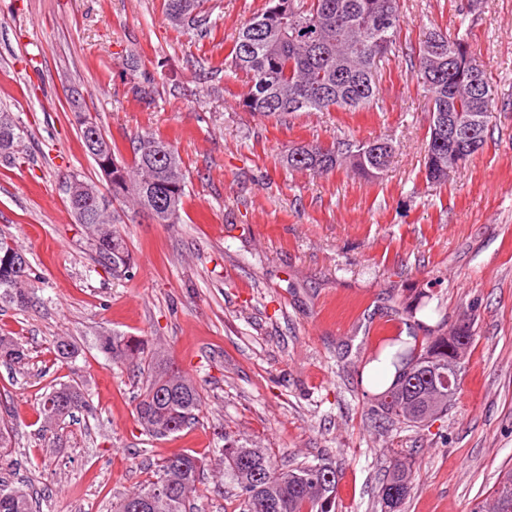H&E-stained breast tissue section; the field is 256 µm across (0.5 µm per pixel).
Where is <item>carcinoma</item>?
<instances>
[{"label":"carcinoma","mask_w":512,"mask_h":512,"mask_svg":"<svg viewBox=\"0 0 512 512\" xmlns=\"http://www.w3.org/2000/svg\"><path fill=\"white\" fill-rule=\"evenodd\" d=\"M480 0H459V25L446 40L427 48L421 40L410 47L411 70L434 111L452 112L465 129H474L477 144L467 149L463 160L481 151L487 139V118L496 107V96L484 66H472L458 50V40L469 36L472 16ZM166 14L175 27L201 33L209 20L199 10V0H166ZM402 15L399 0H268L267 7L244 22L234 38L225 68L242 73L249 83L242 108L264 118L281 120L296 112L356 111L379 104L378 64L397 50ZM444 59L430 68L429 55ZM477 74L480 86L489 90L484 99L475 97L469 79ZM24 139L13 113L0 109V158L13 161ZM105 154L112 155V192L99 195L112 214L96 211L82 195H75L68 183L71 213L83 209V223L91 233L97 260L126 274L134 262L127 242L115 227L118 209L130 204L148 215L158 203L170 204L165 223L181 221L183 197L188 183L180 156L166 139L150 132L130 138L132 160L120 157L115 141L100 136ZM375 141L353 143L334 141L329 145H293L283 154L291 170L325 176L347 166L359 176L380 178L388 167L392 151L375 163ZM448 154V139L438 140L429 131L425 147V179L445 184L440 170ZM0 232V307L26 308L31 302L32 268L25 255L11 254ZM99 349L115 361L141 370L145 342L133 337L103 336ZM386 356L396 370V380L378 394L374 405L391 423L417 426L448 411V337L435 336L416 349L397 336L388 344ZM151 358L160 368L151 375L135 406L137 421L151 438L170 437L195 420L203 397L196 384L175 370L157 352ZM26 354L12 337L0 336V363L19 365ZM89 407L78 384L59 383L46 393L41 414L45 431L52 432L66 418ZM201 465L185 452L174 453L157 465L153 479L127 494L115 505V512H136L143 496L160 490L150 512H193L190 498L196 490ZM412 462L398 461L384 476L379 494L388 512L397 509L410 491ZM224 475L238 490L240 512H334L336 470L327 464L280 467L263 448H252L224 436ZM0 512H34L33 497L22 486L0 478ZM473 512H512V470L504 473L489 504H479Z\"/></svg>","instance_id":"1"}]
</instances>
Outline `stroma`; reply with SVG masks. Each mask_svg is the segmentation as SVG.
I'll use <instances>...</instances> for the list:
<instances>
[{
    "mask_svg": "<svg viewBox=\"0 0 512 512\" xmlns=\"http://www.w3.org/2000/svg\"><path fill=\"white\" fill-rule=\"evenodd\" d=\"M265 6L207 0L202 37L173 28L165 0H0V108L28 131L20 158L0 161V231L35 276L31 307L0 309V336L28 352L20 369L0 366L13 412L0 475L26 481L41 512H113L177 452L202 462L194 512H239L228 435L280 463L329 464L336 512H381L399 453L413 464L399 512H472L512 468V0H482L470 36L497 89L491 136L442 186L424 177L431 105L406 53L428 29H455L454 0H401L378 107L284 123L244 111L246 78L224 72L239 26ZM72 89L123 156L151 131L189 173L180 223L122 212L128 276L99 264L68 207L71 176L102 181ZM337 138L393 140L388 170L367 181L280 163L288 146ZM466 315L474 336L447 415L423 428L374 415L372 340L389 327L422 339ZM103 336L160 348L203 396L195 423L145 436L135 405L148 377L102 354ZM61 338L75 361L57 357ZM59 382L78 383L91 410L51 434L40 408Z\"/></svg>",
    "mask_w": 512,
    "mask_h": 512,
    "instance_id": "35a3bbf8",
    "label": "stroma"
}]
</instances>
